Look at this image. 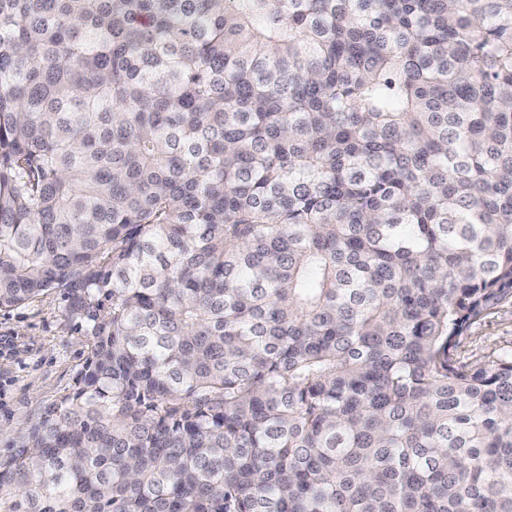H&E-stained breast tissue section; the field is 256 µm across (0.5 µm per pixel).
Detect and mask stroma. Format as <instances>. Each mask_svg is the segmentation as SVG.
I'll use <instances>...</instances> for the list:
<instances>
[{
    "instance_id": "35a3bbf8",
    "label": "stroma",
    "mask_w": 512,
    "mask_h": 512,
    "mask_svg": "<svg viewBox=\"0 0 512 512\" xmlns=\"http://www.w3.org/2000/svg\"><path fill=\"white\" fill-rule=\"evenodd\" d=\"M512 349V300L474 323L460 348L465 361L484 363ZM87 355V338L49 291L0 310V452L15 444L21 422L73 383Z\"/></svg>"
}]
</instances>
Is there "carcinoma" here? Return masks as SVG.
<instances>
[{
	"label": "carcinoma",
	"mask_w": 512,
	"mask_h": 512,
	"mask_svg": "<svg viewBox=\"0 0 512 512\" xmlns=\"http://www.w3.org/2000/svg\"><path fill=\"white\" fill-rule=\"evenodd\" d=\"M75 387L0 512H512V0H0V309ZM460 348L461 357L472 363H485L503 350L512 349V300L498 306L490 315L474 323Z\"/></svg>",
	"instance_id": "obj_1"
}]
</instances>
